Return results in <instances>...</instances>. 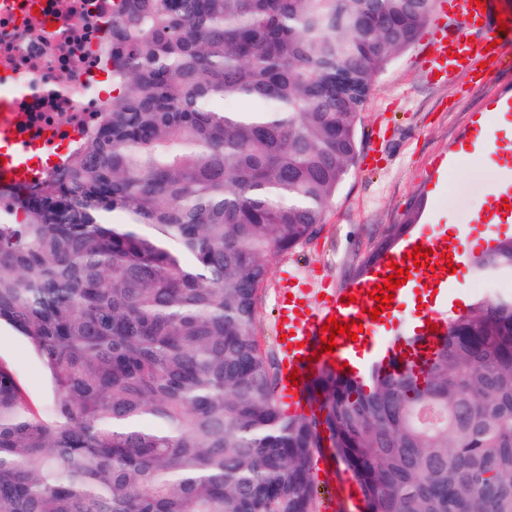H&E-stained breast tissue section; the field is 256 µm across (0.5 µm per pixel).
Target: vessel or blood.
Wrapping results in <instances>:
<instances>
[{
	"mask_svg": "<svg viewBox=\"0 0 512 512\" xmlns=\"http://www.w3.org/2000/svg\"><path fill=\"white\" fill-rule=\"evenodd\" d=\"M494 0H485L484 6H476L475 0H448V15L459 20L467 29L466 35L458 36L449 32L447 26H440L438 37L430 55V71L439 72L441 78L457 74L479 76L478 66L485 54L500 56L504 44L512 42V23L500 27L493 10ZM512 202V175L505 176L498 184L487 188L481 197V205L473 210L470 223H502L503 219H512V209H504V201ZM428 249L427 259L413 264L410 255L415 247ZM467 249L465 243L449 247L445 238L439 235L415 234L407 237L396 250L388 252L378 259L367 272L352 282L330 294L321 308H313L304 302L303 284L292 276L284 277L285 292L279 297V316L283 320L281 331L286 339L280 347L283 355L282 385L287 389V398L295 403H305L312 380L328 368L347 369L358 373L353 358L362 354L381 352L382 346L376 335L379 322L390 319L391 310L381 312L378 319H371L368 311L376 307V300L370 293L375 285L384 283L390 275L391 263H398L408 273L407 282L394 291V303H401L413 286L427 287L430 282L429 269L439 262L443 251H451L453 256H461ZM337 322L362 324L363 331L357 340H350L348 334L337 335L333 352L322 353V326L328 318ZM413 333L419 336L420 352H430L436 334L433 325L444 324V317L434 310H422L415 318Z\"/></svg>",
	"mask_w": 512,
	"mask_h": 512,
	"instance_id": "1",
	"label": "vessel or blood"
}]
</instances>
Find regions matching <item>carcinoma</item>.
I'll return each instance as SVG.
<instances>
[{
    "label": "carcinoma",
    "instance_id": "cac0c4a2",
    "mask_svg": "<svg viewBox=\"0 0 512 512\" xmlns=\"http://www.w3.org/2000/svg\"><path fill=\"white\" fill-rule=\"evenodd\" d=\"M437 2L113 0L102 121L0 218V325L53 388L34 412L0 361V512H316L327 446L362 512H512V295L417 373L322 372L310 415L255 334L269 256L319 234ZM473 270L511 277L512 238Z\"/></svg>",
    "mask_w": 512,
    "mask_h": 512
}]
</instances>
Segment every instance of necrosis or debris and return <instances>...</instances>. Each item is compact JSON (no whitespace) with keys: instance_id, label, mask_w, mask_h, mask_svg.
I'll use <instances>...</instances> for the list:
<instances>
[{"instance_id":"1","label":"necrosis or debris","mask_w":512,"mask_h":512,"mask_svg":"<svg viewBox=\"0 0 512 512\" xmlns=\"http://www.w3.org/2000/svg\"><path fill=\"white\" fill-rule=\"evenodd\" d=\"M112 2L0 0V155L30 183L102 117L98 50L112 35Z\"/></svg>"}]
</instances>
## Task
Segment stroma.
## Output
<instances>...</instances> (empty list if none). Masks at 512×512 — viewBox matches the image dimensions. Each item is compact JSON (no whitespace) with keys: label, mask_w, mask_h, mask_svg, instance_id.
<instances>
[{"label":"stroma","mask_w":512,"mask_h":512,"mask_svg":"<svg viewBox=\"0 0 512 512\" xmlns=\"http://www.w3.org/2000/svg\"><path fill=\"white\" fill-rule=\"evenodd\" d=\"M433 43L434 27L429 24L378 76L361 115L358 162L329 204L320 234L292 252L271 256L272 275L260 292L256 322L266 352L278 351L275 315L283 274H295L307 284L310 301H317L353 279L390 225L420 224L431 207L440 228L467 225L482 191L497 182L491 163L464 158L439 197L427 191L473 114L486 112L494 94L512 88V66L492 60L479 79L465 74L445 82L430 77L427 58ZM0 360L12 365L34 403L52 397L38 357L7 327L0 328Z\"/></svg>","instance_id":"1"}]
</instances>
